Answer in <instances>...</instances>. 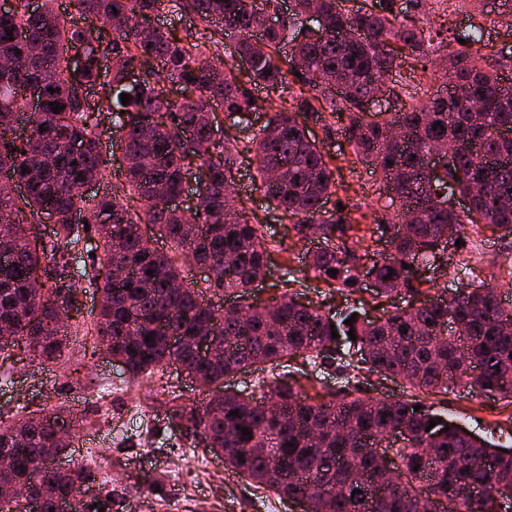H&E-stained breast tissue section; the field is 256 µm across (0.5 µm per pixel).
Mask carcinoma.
I'll use <instances>...</instances> for the list:
<instances>
[{
	"label": "carcinoma",
	"mask_w": 512,
	"mask_h": 512,
	"mask_svg": "<svg viewBox=\"0 0 512 512\" xmlns=\"http://www.w3.org/2000/svg\"><path fill=\"white\" fill-rule=\"evenodd\" d=\"M69 6L59 13L46 0L36 11L29 0H14L0 13V59L12 62L0 68V212L8 213L0 224V250L8 251L0 257V331L12 336L10 344L0 343V361L13 359L12 349L21 346L45 361L62 356L58 319L74 295L70 251L91 231L100 254L89 258L84 275L101 297L91 315L97 343L133 379L153 383L172 364L194 374L207 401L174 403L169 423L200 437L257 488L303 502V512H418L425 498L435 500L437 512H502L495 489L512 488V451L463 431L420 395L459 386L512 399V306L482 281L444 285L419 306L413 299L422 286L435 287L422 268H443L445 236L454 243L464 237L465 225L486 224L512 237V136L501 135L512 130V84L487 71L478 54L445 51L436 60L443 71L453 69L465 95L445 83L404 112L383 118L371 111L375 74L424 68L433 63V44L445 43L444 30L399 20L393 0H369L355 10L342 8L341 0H294L276 25L269 16L279 11L278 0H69ZM313 7L320 19L311 29L304 17ZM170 8L192 13L202 30L180 37L143 27ZM89 17L115 18L120 25L107 39L79 24ZM231 35L237 56L248 63L245 70H235L219 53ZM93 40L111 57L112 74L89 101L100 79L98 58L86 55L79 73L71 58ZM286 44L291 48L284 55ZM137 67L145 73L134 87L128 77ZM297 72L301 87L293 91L288 76ZM30 85L40 86L35 112L24 99ZM169 86L178 87L181 98H171ZM259 87L288 92L289 105L259 101L253 93ZM51 102L63 109L51 111ZM213 103L233 118L219 137L202 121ZM259 110L266 120L256 128L245 117ZM326 110L347 115L344 131L353 154L382 176L379 197L387 202L380 209L394 212L367 232L388 239V254L371 259L369 248H356L366 236L353 234L349 214L323 215L338 186L306 121L321 119ZM22 119L31 135L18 139ZM107 122L125 130L119 144L123 179L101 194L77 196V185L108 177ZM395 127L403 132L399 139L391 137ZM186 131L193 140L184 139ZM450 143L462 147L454 160L441 172L428 167V155ZM245 160L255 167L253 188L267 209L302 237L318 235L319 247L305 256L316 279L362 295L369 290L356 270L368 259L372 299L397 295L403 305L376 319L358 307L326 312L297 300L289 279L282 280L284 292L249 303L255 283L267 274L269 252L264 225L225 194ZM191 165L204 169L206 179L188 214L171 203L182 195ZM22 183L25 192L12 193L11 186ZM442 193L465 198L466 210L451 202L437 206ZM129 198L142 202L141 212H131ZM45 214L55 216L48 241L39 236ZM144 224L158 228L171 250L151 246ZM187 264L209 271L204 287H173ZM211 289L237 292L248 317L204 301ZM209 333L212 352L204 356L198 338ZM464 351L479 372L463 368ZM297 357L341 372L397 378L410 398H366L348 384L317 400L286 377L259 397L224 387L226 377ZM431 420L437 425L429 430ZM62 427L70 431L73 422L61 409L0 425V456L11 460L0 483L20 486L40 502L41 512L65 496L83 498L96 481L84 461L63 471L32 470L45 449L65 451L56 440ZM244 428L250 435L242 434ZM398 430L406 438L396 446L391 439ZM387 451L399 460L391 481L377 467V455ZM356 489L361 493L354 496Z\"/></svg>",
	"instance_id": "cac0c4a2"
}]
</instances>
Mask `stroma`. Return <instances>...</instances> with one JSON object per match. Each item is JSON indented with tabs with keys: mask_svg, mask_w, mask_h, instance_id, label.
Wrapping results in <instances>:
<instances>
[{
	"mask_svg": "<svg viewBox=\"0 0 512 512\" xmlns=\"http://www.w3.org/2000/svg\"><path fill=\"white\" fill-rule=\"evenodd\" d=\"M394 8L414 12L437 29L483 26L495 48L488 58L490 70L512 76L511 68L499 67L497 55L498 48L512 42V8L493 9L484 0H394ZM344 125V119L328 113L307 126L309 137L319 143L346 185L345 191L327 200L324 210L330 216L340 207L354 218L371 215L378 208L380 178L355 162ZM269 232L276 246L270 251L266 278L253 289L252 299L267 301L273 284L288 269L301 300L344 309L341 295L317 292L318 282L304 264V254L314 246V239L300 238L289 223L270 224ZM97 245V237L91 234L73 253L74 319L78 322L98 308L97 292L81 275ZM466 272L498 285L503 296L512 297V243L491 228L467 226L463 247L446 258L445 278L454 284ZM174 397L186 404L204 399L195 384L172 367L157 384L130 379L123 366L106 352L92 350L90 337L73 328L59 360L26 358L0 366L1 413L13 416L23 408L49 413L64 405L79 416L80 424L72 430L70 445L59 462L65 466L91 456L100 463L101 475L112 491L108 512H300L288 501L256 490L227 469L223 459L210 453L198 438L170 426L167 409ZM432 401L472 433L495 444H512V403L472 396L456 387L433 396ZM147 474L152 475V482H144Z\"/></svg>",
	"mask_w": 512,
	"mask_h": 512,
	"instance_id": "stroma-1",
	"label": "stroma"
}]
</instances>
